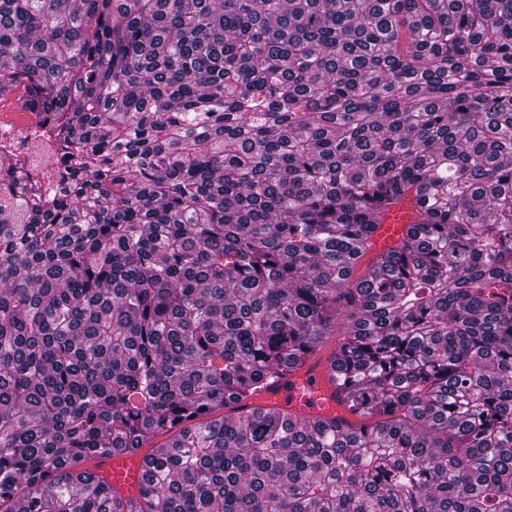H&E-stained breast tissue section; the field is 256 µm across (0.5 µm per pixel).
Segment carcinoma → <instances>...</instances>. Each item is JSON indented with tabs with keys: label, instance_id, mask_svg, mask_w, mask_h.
I'll use <instances>...</instances> for the list:
<instances>
[{
	"label": "carcinoma",
	"instance_id": "1",
	"mask_svg": "<svg viewBox=\"0 0 512 512\" xmlns=\"http://www.w3.org/2000/svg\"><path fill=\"white\" fill-rule=\"evenodd\" d=\"M21 83L0 512H512V0H0ZM332 341L360 425L239 412ZM24 85L19 84L14 91L8 96L4 97L0 101V113L1 112H16V113H5L2 117L6 120H10L15 124H23L27 117L29 121L26 122L23 128H13L10 131H4L2 128V120L0 114V141L4 140L10 143L11 151L16 153V149L20 153H26L32 163L31 174H40L46 169L51 161L38 150L37 139L42 129L39 127L41 115L32 114L27 112L22 106V99L24 96ZM25 113L27 117L22 114ZM419 207L414 201H405L394 207H391L384 224H379V228L372 239V254H378L394 247L403 236L407 224L413 222L414 212ZM145 454L141 451L136 458L126 459L95 457L86 466L125 497H132L138 493Z\"/></svg>",
	"mask_w": 512,
	"mask_h": 512
}]
</instances>
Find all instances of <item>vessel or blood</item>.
<instances>
[{
  "instance_id": "obj_1",
  "label": "vessel or blood",
  "mask_w": 512,
  "mask_h": 512,
  "mask_svg": "<svg viewBox=\"0 0 512 512\" xmlns=\"http://www.w3.org/2000/svg\"><path fill=\"white\" fill-rule=\"evenodd\" d=\"M418 206L405 201L388 211L372 239L373 253H381L399 242L407 226L414 220ZM337 385L333 370L326 358L310 360L303 367L287 372L266 384L251 400L252 405L270 409L293 410L307 416H337L354 421L355 416L339 406L335 393ZM142 458H93L89 470L126 496H135L141 480Z\"/></svg>"
}]
</instances>
